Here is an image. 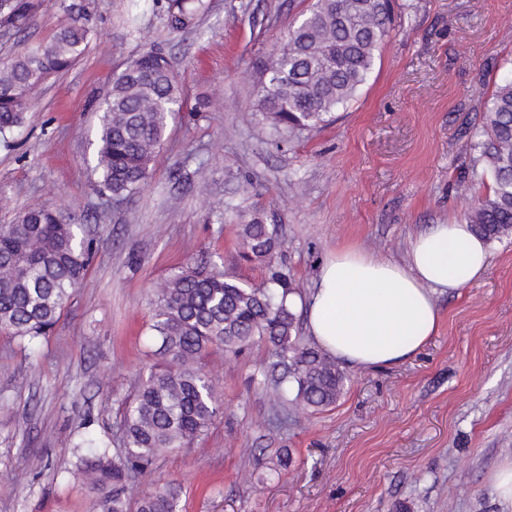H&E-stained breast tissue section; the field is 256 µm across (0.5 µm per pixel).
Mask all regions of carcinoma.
<instances>
[{
  "label": "carcinoma",
  "mask_w": 512,
  "mask_h": 512,
  "mask_svg": "<svg viewBox=\"0 0 512 512\" xmlns=\"http://www.w3.org/2000/svg\"><path fill=\"white\" fill-rule=\"evenodd\" d=\"M42 0H0V26L25 30ZM202 0H167L169 27L190 28ZM71 21L50 41L0 69V135L24 122L41 85L69 69L86 51L92 29L82 5H69ZM392 0H314L288 30L285 46L256 68V111L283 135L282 142L324 127L365 84L375 52L389 35ZM184 101L173 61L151 49L112 80L101 107L95 172L114 202L134 195L146 180L170 120ZM491 186L463 220L489 241L512 237V81L495 88L474 144ZM241 260L268 268L260 286L232 273L187 263L158 289L152 314L155 354L137 393L125 407L122 447L103 444L77 467L104 493L100 512H130L126 483L175 448L208 431L220 405L205 371L218 350L238 356L263 342L270 347L274 407L336 403L345 375L336 362L297 336L288 274L274 266L284 244L280 225L259 215L239 225ZM93 240L54 206L29 209L0 225V332L22 341L48 334L85 279ZM182 486L167 483L137 503L136 512H179Z\"/></svg>",
  "instance_id": "cac0c4a2"
}]
</instances>
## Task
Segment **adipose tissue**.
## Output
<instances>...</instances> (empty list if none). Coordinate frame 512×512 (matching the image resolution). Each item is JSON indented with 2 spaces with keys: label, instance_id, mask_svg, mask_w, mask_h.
Instances as JSON below:
<instances>
[{
  "label": "adipose tissue",
  "instance_id": "1",
  "mask_svg": "<svg viewBox=\"0 0 512 512\" xmlns=\"http://www.w3.org/2000/svg\"><path fill=\"white\" fill-rule=\"evenodd\" d=\"M489 244L458 220L415 235L397 262L342 244L323 263L306 311L309 337L353 368L381 369L417 354L439 328L437 294L482 277Z\"/></svg>",
  "mask_w": 512,
  "mask_h": 512
}]
</instances>
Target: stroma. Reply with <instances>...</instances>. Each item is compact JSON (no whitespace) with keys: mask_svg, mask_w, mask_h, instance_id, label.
Masks as SVG:
<instances>
[{"mask_svg":"<svg viewBox=\"0 0 512 512\" xmlns=\"http://www.w3.org/2000/svg\"><path fill=\"white\" fill-rule=\"evenodd\" d=\"M70 2L43 0L25 32L0 28V66L47 42ZM82 2L88 48L0 139V224L60 206L96 243L48 336L0 333V512H95L73 445L118 439L152 351L156 285L171 271L210 261L262 284L266 267L236 260L240 218L257 211L281 224L276 265L302 295L342 243L404 260L414 235L486 192L472 144L486 100L512 80V0H397L356 98L281 147L254 110L253 64L280 49L312 0H206L181 32L167 25L166 0ZM152 47L172 58L185 108L145 185L116 206L94 171L99 105ZM202 99L208 108L195 111ZM490 248L479 280L438 295L439 328L420 353L345 368L329 407L274 410L265 344L213 354L218 417L131 482L130 500L176 482L182 512H512L492 487L512 464V240ZM279 448L292 462L276 474L267 461Z\"/></svg>","mask_w":512,"mask_h":512,"instance_id":"stroma-1","label":"stroma"}]
</instances>
